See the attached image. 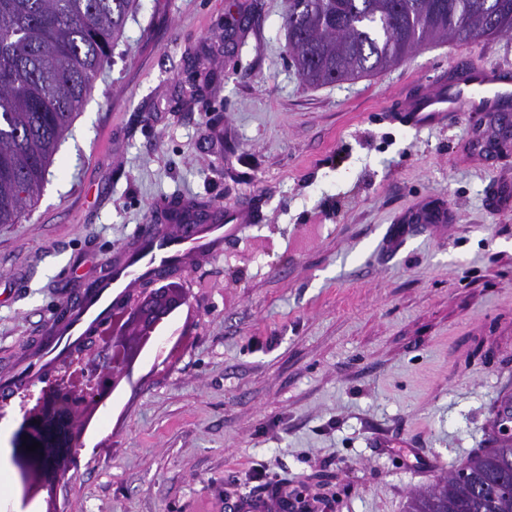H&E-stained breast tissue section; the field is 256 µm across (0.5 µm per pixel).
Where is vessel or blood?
<instances>
[{"label": "vessel or blood", "instance_id": "vessel-or-blood-1", "mask_svg": "<svg viewBox=\"0 0 512 512\" xmlns=\"http://www.w3.org/2000/svg\"><path fill=\"white\" fill-rule=\"evenodd\" d=\"M497 80L494 68L476 66L461 72L454 81L438 79L428 92L402 99L400 109L407 112L410 125L417 130L438 121L452 122L472 112H492L505 97L504 91L496 86ZM251 221L248 208L241 207L226 214L220 224H189L174 235L156 227L137 234L133 247L107 261L106 275L83 293L76 305L68 307L54 336L45 341L41 356L25 369V376L45 367L47 357L59 359L77 348L89 328L111 316L137 279L175 271L189 256L212 257L222 253L225 241L238 236Z\"/></svg>", "mask_w": 512, "mask_h": 512}]
</instances>
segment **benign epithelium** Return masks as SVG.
Returning a JSON list of instances; mask_svg holds the SVG:
<instances>
[{
    "mask_svg": "<svg viewBox=\"0 0 512 512\" xmlns=\"http://www.w3.org/2000/svg\"><path fill=\"white\" fill-rule=\"evenodd\" d=\"M183 293L171 295L164 289H152L137 302L122 307L121 333L103 337L111 349L108 361L100 363L89 356L63 364L57 374L42 379L45 383L38 395L23 396L22 430L26 445L40 447L24 451L21 477L35 492L53 497L60 484H69L74 475L79 447L81 419L91 408L106 403L121 378L129 374L131 348L152 337L160 319L173 306L185 301ZM33 405H28L29 401Z\"/></svg>",
    "mask_w": 512,
    "mask_h": 512,
    "instance_id": "benign-epithelium-1",
    "label": "benign epithelium"
}]
</instances>
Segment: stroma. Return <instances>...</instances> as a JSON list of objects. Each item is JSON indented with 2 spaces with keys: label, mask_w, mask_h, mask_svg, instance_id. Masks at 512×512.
Returning <instances> with one entry per match:
<instances>
[{
  "label": "stroma",
  "mask_w": 512,
  "mask_h": 512,
  "mask_svg": "<svg viewBox=\"0 0 512 512\" xmlns=\"http://www.w3.org/2000/svg\"><path fill=\"white\" fill-rule=\"evenodd\" d=\"M287 11L141 0L38 202L0 224L2 379L174 205L255 216L161 280L188 302L97 410L53 501L13 465L25 387L0 401V512H224L277 484L330 512H405L438 471L402 449L448 470L491 447L512 398V139L487 148L489 117L415 130L394 103L458 53L512 70V35L312 86ZM427 208L446 221H415Z\"/></svg>",
  "instance_id": "obj_1"
}]
</instances>
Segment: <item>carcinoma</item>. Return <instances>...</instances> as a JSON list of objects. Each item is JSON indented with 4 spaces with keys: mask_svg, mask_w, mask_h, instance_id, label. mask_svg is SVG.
Wrapping results in <instances>:
<instances>
[{
    "mask_svg": "<svg viewBox=\"0 0 512 512\" xmlns=\"http://www.w3.org/2000/svg\"><path fill=\"white\" fill-rule=\"evenodd\" d=\"M139 0H0V224L33 206ZM288 51L309 85L381 71L426 42L512 34V0H289ZM178 224H199L195 205ZM512 434L411 493L408 512H512Z\"/></svg>",
    "mask_w": 512,
    "mask_h": 512,
    "instance_id": "carcinoma-1",
    "label": "carcinoma"
}]
</instances>
